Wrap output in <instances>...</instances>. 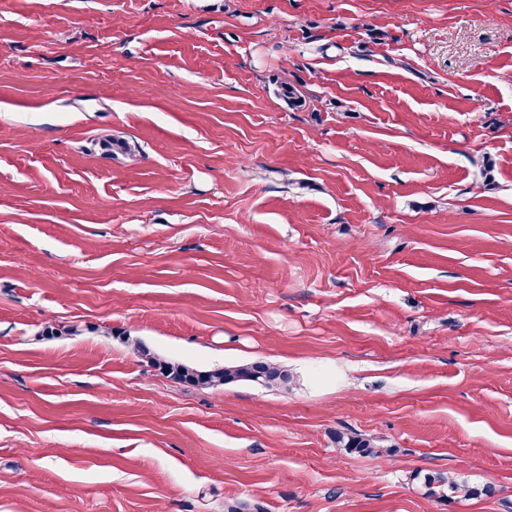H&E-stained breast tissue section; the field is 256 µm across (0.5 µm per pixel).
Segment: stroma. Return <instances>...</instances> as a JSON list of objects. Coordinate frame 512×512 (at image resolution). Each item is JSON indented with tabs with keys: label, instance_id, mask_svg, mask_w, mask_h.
<instances>
[{
	"label": "stroma",
	"instance_id": "1",
	"mask_svg": "<svg viewBox=\"0 0 512 512\" xmlns=\"http://www.w3.org/2000/svg\"><path fill=\"white\" fill-rule=\"evenodd\" d=\"M0 512H512V0H0ZM141 356L147 363L168 378L188 386L214 388L239 381H249L267 388L288 390L290 376L280 367L263 361L247 362L213 369H197L179 363L160 360L144 347L139 346ZM336 442L341 448H346L350 452H355L360 455L377 456L385 452V449L379 446L374 439L360 437V436H345L342 433H337ZM424 484L434 491V488L447 487L448 497L461 496L467 498H477L481 495L491 494V489L485 486L473 485L466 480L454 477H446L442 474H426L424 476ZM437 484V486H434Z\"/></svg>",
	"mask_w": 512,
	"mask_h": 512
}]
</instances>
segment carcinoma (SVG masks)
<instances>
[{
  "instance_id": "obj_1",
  "label": "carcinoma",
  "mask_w": 512,
  "mask_h": 512,
  "mask_svg": "<svg viewBox=\"0 0 512 512\" xmlns=\"http://www.w3.org/2000/svg\"><path fill=\"white\" fill-rule=\"evenodd\" d=\"M141 356L147 359V363L160 370L168 378L188 386L200 388H214L239 381H249L267 388L288 389L290 376L280 367L263 361L247 362L237 365L217 367L213 369H197L179 363H171L157 358L144 347H138ZM336 442L350 452L360 455L377 456L385 452V448L379 446L375 440L360 436L336 434ZM424 484L429 489L445 487L448 496H461L477 498L481 495L491 494V489L485 486L473 485L465 480L454 477H446L441 474H427L424 476Z\"/></svg>"
}]
</instances>
